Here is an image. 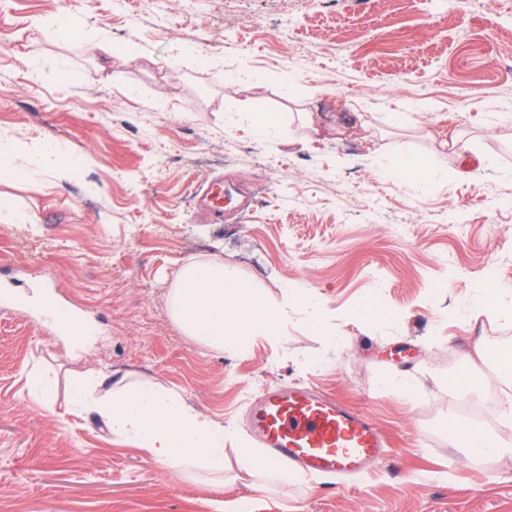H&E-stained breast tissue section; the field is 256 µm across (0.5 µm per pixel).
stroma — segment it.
Segmentation results:
<instances>
[{"mask_svg": "<svg viewBox=\"0 0 512 512\" xmlns=\"http://www.w3.org/2000/svg\"><path fill=\"white\" fill-rule=\"evenodd\" d=\"M101 34L134 59L94 51ZM250 112L278 121L258 136ZM47 142L84 166L0 179V201L38 219L0 228V280L29 300L0 293V512H512L507 390L465 357L512 346V0H0V150L21 167ZM400 153L433 185L386 177ZM214 254L269 300H320L322 334L294 313L242 353L186 336L167 292ZM40 292L93 326L87 354L43 324ZM369 305L387 316L366 322ZM91 369L222 422L266 388L313 385L390 446L359 480L221 487L70 412ZM41 371L49 401L29 384ZM475 409L502 455L455 445Z\"/></svg>", "mask_w": 512, "mask_h": 512, "instance_id": "obj_1", "label": "stroma"}]
</instances>
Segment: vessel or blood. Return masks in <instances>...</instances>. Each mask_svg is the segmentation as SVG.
Returning a JSON list of instances; mask_svg holds the SVG:
<instances>
[{
	"label": "vessel or blood",
	"instance_id": "vessel-or-blood-1",
	"mask_svg": "<svg viewBox=\"0 0 512 512\" xmlns=\"http://www.w3.org/2000/svg\"><path fill=\"white\" fill-rule=\"evenodd\" d=\"M267 460L307 474L354 477L376 467L386 441L360 410L308 387H274L245 410Z\"/></svg>",
	"mask_w": 512,
	"mask_h": 512
}]
</instances>
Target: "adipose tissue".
<instances>
[{
	"instance_id": "1",
	"label": "adipose tissue",
	"mask_w": 512,
	"mask_h": 512,
	"mask_svg": "<svg viewBox=\"0 0 512 512\" xmlns=\"http://www.w3.org/2000/svg\"><path fill=\"white\" fill-rule=\"evenodd\" d=\"M173 321L193 340L216 351L242 352L250 337L283 335L289 310L306 315V326L322 329V308L296 293L277 303L242 281L223 258L192 261L179 271L168 294ZM74 409L96 414L113 436L133 443L150 459L164 464H202L224 474V443L238 439L233 426L189 407L182 397L147 380L99 375L74 388Z\"/></svg>"
}]
</instances>
